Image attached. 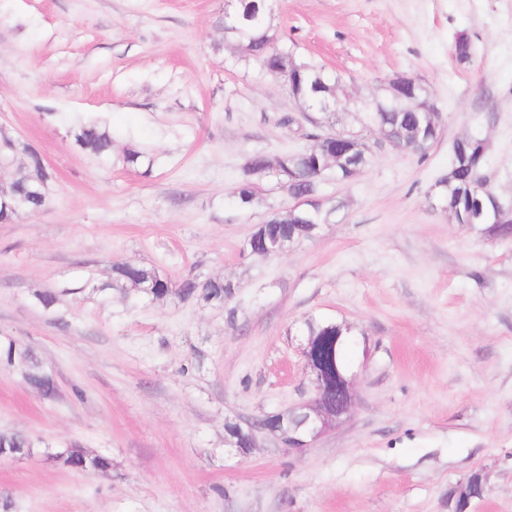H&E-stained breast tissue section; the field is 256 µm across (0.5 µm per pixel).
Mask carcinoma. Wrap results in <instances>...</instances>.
I'll return each mask as SVG.
<instances>
[{
    "instance_id": "carcinoma-1",
    "label": "carcinoma",
    "mask_w": 512,
    "mask_h": 512,
    "mask_svg": "<svg viewBox=\"0 0 512 512\" xmlns=\"http://www.w3.org/2000/svg\"><path fill=\"white\" fill-rule=\"evenodd\" d=\"M243 10L225 29L239 46L244 58L259 63L265 72L273 68L289 71L287 90L296 100L305 102L307 114L303 121L308 130L302 136L309 141L303 149L283 153L271 160L256 153L251 155L238 186L232 192L234 203L241 209H250L261 203L252 173L272 176L289 193L298 194L310 203L273 216L257 226L246 250L262 257L275 244H298L316 236L321 225L328 223L336 207L326 208L319 190L326 177L346 181L348 177L367 167L371 153L356 148L343 155L336 154L335 144L321 139L324 130L335 125L339 118L336 85L321 71L300 62L287 47L278 45L271 33L275 0H238ZM428 90L421 84L400 97L385 96L375 100L367 113V120L376 129H384L404 144L420 142L430 147L437 139L440 128L433 112H426L419 103L426 100ZM74 145L82 152L96 158L108 155L112 139L107 129L95 123L80 125L71 131ZM25 153L29 161L20 165L12 181L0 185V223H9L30 217L42 210L48 201L47 183L50 173L36 164L35 153L28 146L3 138L0 143V165H10L17 154ZM485 157L484 139L464 136L453 144V161L448 172L436 182L440 207L448 217L462 226L476 229L480 234L495 240H512V217L501 212L502 201L495 193L483 172ZM130 288L139 301H157L177 298L183 302H202L216 308L224 307L234 294V284L229 279L200 280L188 275L173 282L152 266L129 264L112 265V281L99 291L110 288ZM304 335L319 341L322 366L334 371V363L347 364L351 360L350 341L336 342L337 334L352 335L350 327L330 319L308 317L304 320ZM26 365L27 382L44 395L55 390L53 371L39 362L29 349L21 350L12 342L0 348V362ZM8 448L17 455L28 457L35 453L34 442L23 434L0 436V448ZM55 458L70 469L107 474L112 460L106 455L88 453L79 448L65 449Z\"/></svg>"
}]
</instances>
